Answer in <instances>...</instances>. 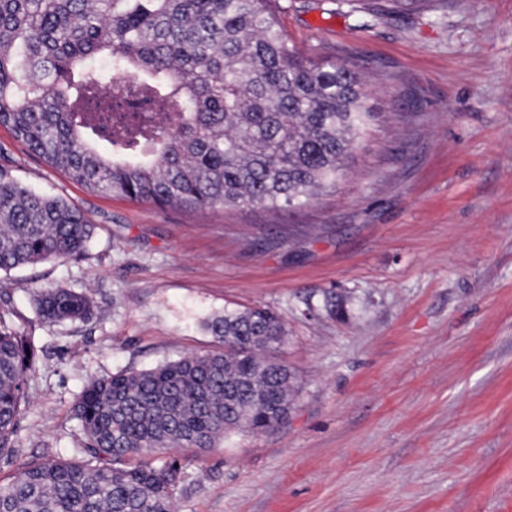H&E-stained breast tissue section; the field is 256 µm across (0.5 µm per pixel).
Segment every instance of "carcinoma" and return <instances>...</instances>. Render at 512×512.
I'll list each match as a JSON object with an SVG mask.
<instances>
[{"label": "carcinoma", "instance_id": "cac0c4a2", "mask_svg": "<svg viewBox=\"0 0 512 512\" xmlns=\"http://www.w3.org/2000/svg\"><path fill=\"white\" fill-rule=\"evenodd\" d=\"M279 0H0V126L87 191L186 209L300 205L336 185L374 113L350 63L313 62L283 34ZM111 59L113 76L91 67ZM129 88L156 111L112 108ZM101 138L112 155L100 154ZM95 225L0 167V272L82 256ZM49 323L91 299L38 292ZM222 350L91 378L74 412L79 456L28 462L0 484V512H173L183 476L160 449L209 448L288 418V332L267 309L206 322ZM34 354L0 319V457L13 447Z\"/></svg>", "mask_w": 512, "mask_h": 512}]
</instances>
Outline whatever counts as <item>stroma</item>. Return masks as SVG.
<instances>
[{"label":"stroma","instance_id":"1","mask_svg":"<svg viewBox=\"0 0 512 512\" xmlns=\"http://www.w3.org/2000/svg\"><path fill=\"white\" fill-rule=\"evenodd\" d=\"M280 4L290 44L354 64L375 114L306 204L93 194L0 127V165L97 226L79 258L0 273V319L36 353L0 483L75 456L89 378L216 350L207 319L265 307L295 404L273 430L160 450L184 474L174 512H512V0ZM56 284L94 317L44 322L31 299Z\"/></svg>","mask_w":512,"mask_h":512}]
</instances>
